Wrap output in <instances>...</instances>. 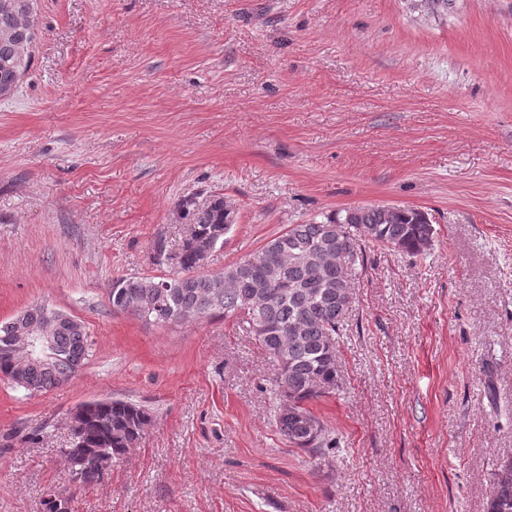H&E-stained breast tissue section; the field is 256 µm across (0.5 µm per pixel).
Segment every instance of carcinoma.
Instances as JSON below:
<instances>
[{
	"label": "carcinoma",
	"instance_id": "cac0c4a2",
	"mask_svg": "<svg viewBox=\"0 0 512 512\" xmlns=\"http://www.w3.org/2000/svg\"><path fill=\"white\" fill-rule=\"evenodd\" d=\"M454 0H410L424 15H446ZM33 0H0V93L12 94L32 64L30 15ZM182 217L194 238L176 250L159 238L153 261L166 264L172 254V275L122 278L112 283V310L130 313L160 325L222 316L246 326L255 343L280 366L275 392L274 423L288 446L322 461L336 447L324 422L309 408L314 399L339 390L336 339L352 307L353 286L341 257L350 264L359 255L350 226L372 242L420 255L431 246L434 229L419 209L370 205L336 213L322 222L292 224L251 256L219 274L200 271L199 252L224 244L219 232L234 222V211L219 195L200 204L180 203ZM54 358L48 365L24 363L11 349L20 328L41 317L31 306L0 322V378L37 393L70 380L90 355L84 323L58 309ZM73 441L63 449L71 470L69 483L84 487L101 479L100 460L118 458L142 437L150 417L142 407L121 399L95 400L75 408ZM486 512H512V459L500 464Z\"/></svg>",
	"mask_w": 512,
	"mask_h": 512
}]
</instances>
